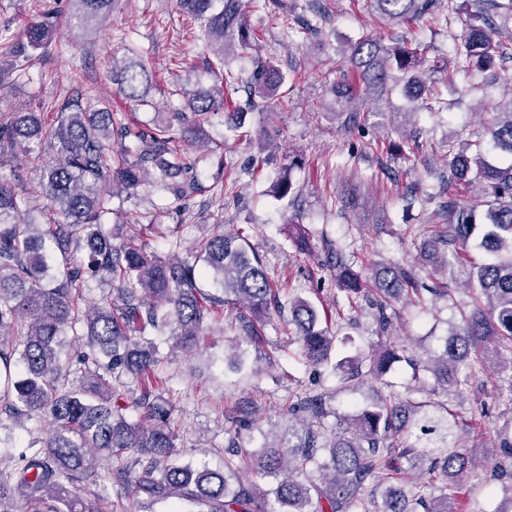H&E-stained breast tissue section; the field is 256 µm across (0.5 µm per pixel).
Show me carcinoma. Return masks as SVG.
<instances>
[{
    "label": "carcinoma",
    "mask_w": 512,
    "mask_h": 512,
    "mask_svg": "<svg viewBox=\"0 0 512 512\" xmlns=\"http://www.w3.org/2000/svg\"><path fill=\"white\" fill-rule=\"evenodd\" d=\"M81 22L100 21L121 0H68ZM185 13L199 22L215 46L206 61L209 83L182 89L183 104L162 121L132 125L82 84L58 109L57 122L46 125L42 113L14 112L0 123V155L18 144L50 140L53 156L44 166L39 217L21 213L14 184L0 175V429L36 415H47L51 432L7 477H0V512H106L101 504L77 493L103 456L116 460L117 480L128 496L149 508L170 504V512H456L447 491L475 468V455L451 449L459 426L448 407L458 392L460 375L512 372V359L498 360L500 349L512 352V99L494 113L488 144L448 146L446 223L434 225L423 249L432 271L448 268V248L476 246L491 259L474 267L479 292L462 325L445 337L439 352L404 357L394 348L366 356L359 352L333 366L339 388L351 390L368 372L380 377L406 362L414 372L434 378L433 389L419 396L380 393L351 414L333 412L325 392H303L288 404V437L245 453L253 480L245 482L234 458L236 437L229 439L224 470L183 463L170 424L171 405L156 394L163 380L157 369L152 331L169 336L182 350L198 346L216 314L232 311L229 327L251 338L261 335L271 316L287 311L288 322L305 358L315 365L330 361L334 337L318 327L315 306L303 298L282 300L257 247L247 239L224 234L223 225L179 257L178 230L170 233L169 257H160L150 241L129 238L116 246L101 231L114 214L118 195L132 199L146 186L168 192L180 202L201 191L199 165L206 159L205 127L214 119L232 121L225 111L224 89L246 84L250 109L279 95L285 76L269 59L257 60L249 77L230 66L253 48L248 0H180ZM390 21L408 24L440 12L446 21L458 13L457 0H371ZM55 13L23 26L15 45L23 50L45 47L54 36ZM512 20V0H479L473 21L457 35L448 34L456 71L488 72L509 56L496 38L497 19ZM330 84L341 124L355 123L363 94H387L389 83L402 86L427 112L443 111L441 90L426 79L423 50L411 43L384 45L365 38L341 53ZM112 82L134 107L150 108L155 75L136 51L112 58ZM478 182L487 198L481 212L462 199V186ZM338 291L351 303L368 295L360 272L342 251L331 256ZM212 276L216 292L198 287ZM378 299L370 302L377 331L385 333L400 297L422 299L430 288L401 265L376 274ZM111 291L97 304H83L92 282ZM70 347L67 363L61 350ZM80 381L69 383L71 373ZM140 379L138 398L112 385V375ZM134 406L141 418L129 422L122 411ZM336 417L331 437L325 419ZM505 458L491 480L512 482V425L496 432ZM134 458L127 457V453ZM407 470L419 481L404 489L395 475ZM440 489L434 496L430 491ZM22 507H15V503Z\"/></svg>",
    "instance_id": "carcinoma-1"
}]
</instances>
